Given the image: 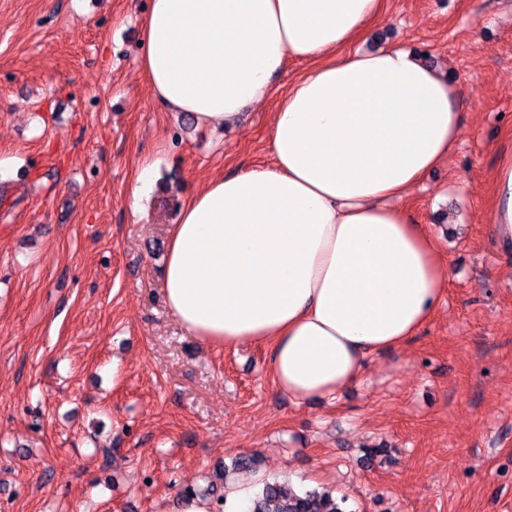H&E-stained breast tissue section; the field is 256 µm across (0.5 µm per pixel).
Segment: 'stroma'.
I'll use <instances>...</instances> for the list:
<instances>
[{
    "label": "stroma",
    "mask_w": 512,
    "mask_h": 512,
    "mask_svg": "<svg viewBox=\"0 0 512 512\" xmlns=\"http://www.w3.org/2000/svg\"><path fill=\"white\" fill-rule=\"evenodd\" d=\"M147 7L0 0V512H180L240 455L347 512H512V256L488 213L512 149V0H386L359 42L427 53L463 87L457 144L401 203L451 277L363 383L299 404L266 346L203 345L166 307L174 201L269 165L277 101L221 133L174 120L141 67ZM157 161H151L150 159H145L142 162V166L139 169L133 191L132 198L134 201H138L143 195L149 193L153 176L156 170Z\"/></svg>",
    "instance_id": "obj_1"
}]
</instances>
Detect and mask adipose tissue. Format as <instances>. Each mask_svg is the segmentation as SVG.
I'll return each mask as SVG.
<instances>
[{
	"mask_svg": "<svg viewBox=\"0 0 512 512\" xmlns=\"http://www.w3.org/2000/svg\"><path fill=\"white\" fill-rule=\"evenodd\" d=\"M385 0H149L142 69L157 102L221 131L307 69L272 114L270 165L211 179L171 225L167 308L202 343L270 348L274 387L332 399L368 357L407 343L450 279L435 238L395 207L453 148L458 83L403 47L354 43ZM512 252V151L492 178Z\"/></svg>",
	"mask_w": 512,
	"mask_h": 512,
	"instance_id": "adipose-tissue-1",
	"label": "adipose tissue"
}]
</instances>
